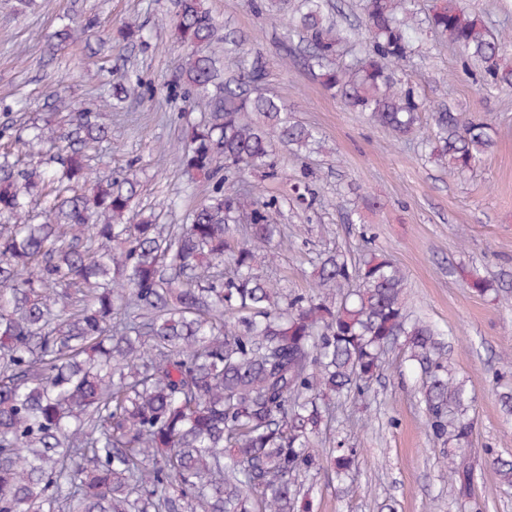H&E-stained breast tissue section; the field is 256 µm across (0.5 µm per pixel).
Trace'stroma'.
Instances as JSON below:
<instances>
[{
	"label": "stroma",
	"mask_w": 512,
	"mask_h": 512,
	"mask_svg": "<svg viewBox=\"0 0 512 512\" xmlns=\"http://www.w3.org/2000/svg\"><path fill=\"white\" fill-rule=\"evenodd\" d=\"M219 27L233 37L216 42L225 74L237 70L246 48L264 65L266 93L279 97L292 117L316 129L322 148L298 159L275 156L280 176L259 181L279 202L277 222L286 237L270 277L287 289L310 291L312 259L338 249L359 259L372 249L392 259L408 280L409 307L448 340L456 377L472 399L473 435L460 451L475 473L471 495H461L441 467L444 446L425 427L419 400L421 376L403 354L387 357L367 403L348 400L337 428L359 462L344 483L329 464L311 477L313 512H512V486L501 482L494 457L512 458V416L505 415L496 385H512V91L481 89L479 72H465L455 48L442 36L419 34L402 74L429 111L453 109L463 119L491 123L493 147L464 176L423 156L417 142L376 126L345 107L304 63L301 40L283 43L281 28L257 13L252 0H204ZM16 0H0V130L5 143L27 138L33 123L61 94L74 113L90 112L110 126L112 141L90 160L114 178L136 171L140 186L133 210H155L164 224L186 223L211 186L180 167L174 147L204 102L172 92L182 48L175 41L177 0H35L20 12ZM93 18L94 28L58 54L46 37L66 18ZM140 37L122 39L127 23ZM137 75L140 95L125 111L105 106L112 85ZM306 179L317 201L312 210L289 198ZM363 196L381 208L360 207ZM499 285L498 296L466 288L461 269ZM370 425H362V418Z\"/></svg>",
	"instance_id": "35a3bbf8"
}]
</instances>
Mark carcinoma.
Segmentation results:
<instances>
[{
	"mask_svg": "<svg viewBox=\"0 0 512 512\" xmlns=\"http://www.w3.org/2000/svg\"><path fill=\"white\" fill-rule=\"evenodd\" d=\"M367 42L337 63L347 34L327 0H297L288 40L348 107L399 137L421 132L425 104L394 71L418 33L414 0H363ZM481 68L485 90L512 88L507 42L462 0L424 18ZM185 53L171 89L207 101L209 117L177 149L183 168L213 183L188 224L131 212L138 182L95 175L87 158L111 130L87 117L44 126L23 142L57 150L59 167L18 170L0 154V512H299L320 469L313 439L348 399H365L401 345L423 376L429 435L467 448L469 398L445 343L406 311L407 279L384 254L341 250L314 261L311 293L263 275L277 257L278 200L226 183L245 170L274 177L277 147L301 156L318 132L280 99L256 93L266 71L243 51L222 78L208 48L217 25L203 0H178ZM66 23L49 49L77 40ZM139 88H112L119 107ZM422 138L452 173L492 146L489 125L448 109ZM45 204L32 224L26 207ZM358 451L328 449L336 476ZM448 481L467 494L470 468L452 456Z\"/></svg>",
	"mask_w": 512,
	"mask_h": 512,
	"instance_id": "1",
	"label": "carcinoma"
}]
</instances>
